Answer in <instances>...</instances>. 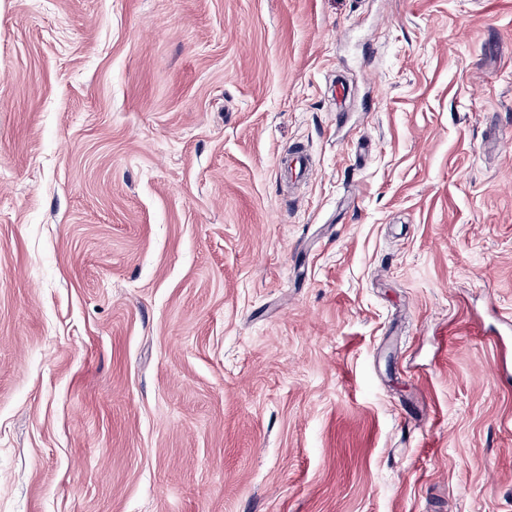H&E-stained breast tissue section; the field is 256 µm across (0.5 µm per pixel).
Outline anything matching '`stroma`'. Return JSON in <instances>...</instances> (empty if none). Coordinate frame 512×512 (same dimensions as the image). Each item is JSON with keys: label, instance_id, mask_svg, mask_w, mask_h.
Returning a JSON list of instances; mask_svg holds the SVG:
<instances>
[{"label": "stroma", "instance_id": "obj_1", "mask_svg": "<svg viewBox=\"0 0 512 512\" xmlns=\"http://www.w3.org/2000/svg\"><path fill=\"white\" fill-rule=\"evenodd\" d=\"M506 318L512 0H0V512H512Z\"/></svg>", "mask_w": 512, "mask_h": 512}]
</instances>
